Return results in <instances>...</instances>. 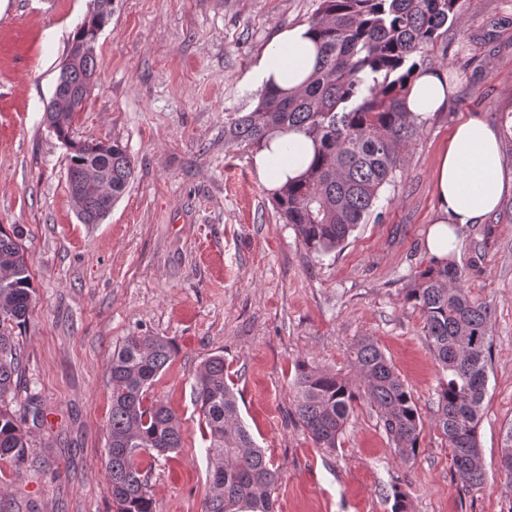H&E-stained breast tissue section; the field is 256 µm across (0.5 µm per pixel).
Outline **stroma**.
<instances>
[{
	"label": "stroma",
	"instance_id": "obj_1",
	"mask_svg": "<svg viewBox=\"0 0 512 512\" xmlns=\"http://www.w3.org/2000/svg\"><path fill=\"white\" fill-rule=\"evenodd\" d=\"M93 0H0V226L20 228L35 301L14 335L22 374L9 404L31 428L22 470L0 464V512H113L105 445L112 351L133 334L176 355L151 387L177 414L182 446L146 458L158 512H201L214 466L195 377L220 354L239 416L279 472L278 512H512L498 471L512 426V192L460 230L456 263L491 310L492 361L478 427L488 479L465 490L434 425L440 369L424 318L407 301L430 262L433 173L461 120L501 126L512 113V0H458V23L423 51L453 74L445 111L428 118L380 192L376 217L335 251L307 250L224 117L252 111L254 65L277 32L318 0H118L96 44L98 78L74 139L120 140L135 159L125 193L97 224L71 200L68 151L44 110L69 41ZM375 339L421 414L419 452L395 455L374 408L358 403L334 452L316 448L291 405L298 362L345 377Z\"/></svg>",
	"mask_w": 512,
	"mask_h": 512
}]
</instances>
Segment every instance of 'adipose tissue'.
Masks as SVG:
<instances>
[{
    "mask_svg": "<svg viewBox=\"0 0 512 512\" xmlns=\"http://www.w3.org/2000/svg\"><path fill=\"white\" fill-rule=\"evenodd\" d=\"M317 47L309 25L281 30L252 71L262 88L288 92L299 87L313 71ZM452 96L447 69H420L410 80L404 111L425 121L445 111ZM316 149L302 131L268 134L251 156L260 181L272 192L298 180L307 171ZM436 215L426 246L433 258L447 259L455 249L458 231L491 215L506 188L501 165L500 135L496 127L477 119L460 121L441 149L435 169Z\"/></svg>",
    "mask_w": 512,
    "mask_h": 512,
    "instance_id": "1",
    "label": "adipose tissue"
}]
</instances>
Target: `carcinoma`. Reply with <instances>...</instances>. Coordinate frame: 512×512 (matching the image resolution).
<instances>
[{"mask_svg": "<svg viewBox=\"0 0 512 512\" xmlns=\"http://www.w3.org/2000/svg\"><path fill=\"white\" fill-rule=\"evenodd\" d=\"M91 24L105 28L115 0H95ZM457 0H318L309 24L319 36V62L302 89L284 96L265 90L257 106L224 121V138L260 146L275 129L303 131L317 156L303 177L284 186L275 198L283 223L293 226L308 250L330 253L366 222L381 189L404 162L403 145L419 134V125L402 110L401 99L412 70L421 66L422 49L434 44L456 21ZM97 70L95 47L83 63L59 73L63 92L82 109L79 93ZM54 133L70 149L68 190L89 169L99 171L103 192L84 193L78 218H96L125 192L134 171L133 158L121 141L70 138L72 121L47 105ZM21 232L0 227V462L15 469L28 458L30 425L40 412L34 399L31 418H18L6 407L21 370L13 329L24 323L34 289ZM464 270L450 258L430 264L413 277L407 300L424 316V332L442 370L435 425L450 448V465L466 490L487 479L478 437L480 407L491 359L490 308L469 297ZM175 355L162 336L125 337L112 351V406L105 454L106 488L115 512H156L137 460L181 447V425L162 401H147L156 377ZM351 364L364 386L336 373L297 365L292 405L316 447L332 450L359 401L380 415L396 456L407 464L420 448L422 421L412 392L378 343L361 338ZM195 401L205 418L208 451L216 460L209 475L203 512H274L272 494L278 472L241 424L224 357L212 355L197 374Z\"/></svg>", "mask_w": 512, "mask_h": 512, "instance_id": "carcinoma-1", "label": "carcinoma"}]
</instances>
